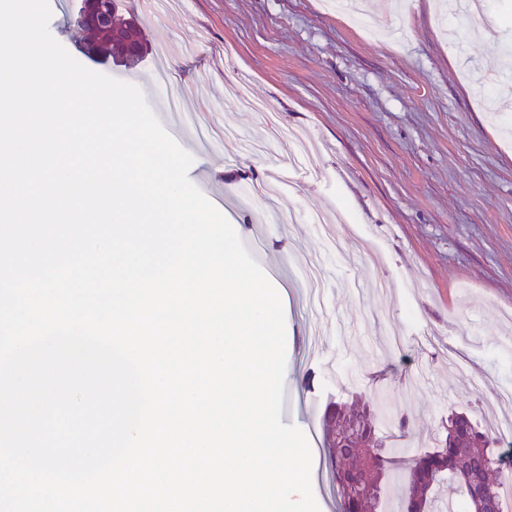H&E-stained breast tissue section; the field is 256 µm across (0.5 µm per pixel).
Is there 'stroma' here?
I'll use <instances>...</instances> for the list:
<instances>
[{
  "label": "stroma",
  "mask_w": 512,
  "mask_h": 512,
  "mask_svg": "<svg viewBox=\"0 0 512 512\" xmlns=\"http://www.w3.org/2000/svg\"><path fill=\"white\" fill-rule=\"evenodd\" d=\"M49 29L85 67L91 32L77 28L80 0H55ZM499 40L477 37L481 19L442 18L439 0H363L361 19L325 13L323 0H160L155 18L139 0L118 14L137 19L146 48L125 74L152 77L155 51L176 50L169 88L199 122L181 146L216 187L211 201L251 256L286 292L288 400L294 425L308 409L365 402L392 463L383 512H402L408 464L434 447L450 411L490 427L492 447L512 448V100L502 47L512 40V0H488ZM248 80L283 126L311 136L294 157L263 118L244 111L235 85ZM268 140L235 155L225 130ZM305 169L276 198L295 213L269 220L250 194L269 161ZM340 214L325 233L310 218ZM320 344L324 357L309 356ZM353 377L336 388L337 374ZM409 425L400 428V417ZM320 512H336L321 427L303 426Z\"/></svg>",
  "instance_id": "obj_1"
}]
</instances>
